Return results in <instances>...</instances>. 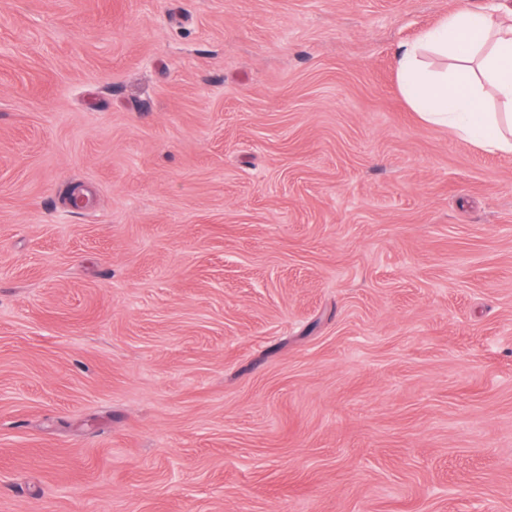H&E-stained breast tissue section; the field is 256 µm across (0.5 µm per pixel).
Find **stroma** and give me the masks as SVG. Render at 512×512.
Returning <instances> with one entry per match:
<instances>
[{"label": "stroma", "instance_id": "35a3bbf8", "mask_svg": "<svg viewBox=\"0 0 512 512\" xmlns=\"http://www.w3.org/2000/svg\"><path fill=\"white\" fill-rule=\"evenodd\" d=\"M457 0H0V512H512V154L393 53Z\"/></svg>", "mask_w": 512, "mask_h": 512}]
</instances>
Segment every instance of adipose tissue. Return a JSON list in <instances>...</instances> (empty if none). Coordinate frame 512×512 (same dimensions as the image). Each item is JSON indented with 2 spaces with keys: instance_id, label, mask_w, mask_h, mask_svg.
Masks as SVG:
<instances>
[{
  "instance_id": "obj_1",
  "label": "adipose tissue",
  "mask_w": 512,
  "mask_h": 512,
  "mask_svg": "<svg viewBox=\"0 0 512 512\" xmlns=\"http://www.w3.org/2000/svg\"><path fill=\"white\" fill-rule=\"evenodd\" d=\"M451 59L449 68H430L427 53ZM402 91L420 119L445 126L458 137L489 150L512 153V21L473 10L460 0L455 11L421 39L401 45L394 56ZM492 84L511 111L505 118L487 108L481 82Z\"/></svg>"
}]
</instances>
